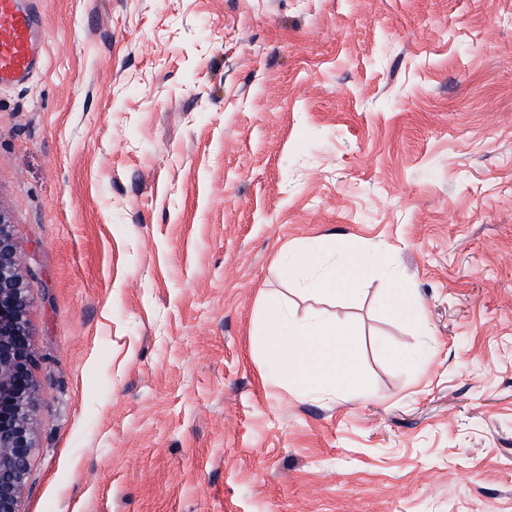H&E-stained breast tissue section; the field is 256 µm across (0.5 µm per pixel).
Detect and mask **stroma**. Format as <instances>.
I'll return each instance as SVG.
<instances>
[{
  "instance_id": "1",
  "label": "stroma",
  "mask_w": 512,
  "mask_h": 512,
  "mask_svg": "<svg viewBox=\"0 0 512 512\" xmlns=\"http://www.w3.org/2000/svg\"><path fill=\"white\" fill-rule=\"evenodd\" d=\"M34 9L41 63L0 89L20 512H512V0ZM342 242L385 260L321 305L362 385L263 382L265 303L312 304L279 255ZM6 214L0 210V512H19L35 448L36 361L29 297Z\"/></svg>"
}]
</instances>
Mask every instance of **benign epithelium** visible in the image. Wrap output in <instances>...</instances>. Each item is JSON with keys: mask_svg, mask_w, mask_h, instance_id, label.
<instances>
[{"mask_svg": "<svg viewBox=\"0 0 512 512\" xmlns=\"http://www.w3.org/2000/svg\"><path fill=\"white\" fill-rule=\"evenodd\" d=\"M29 297L6 214L0 210V512H19L35 448L36 361Z\"/></svg>", "mask_w": 512, "mask_h": 512, "instance_id": "obj_1", "label": "benign epithelium"}]
</instances>
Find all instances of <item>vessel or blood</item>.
Segmentation results:
<instances>
[{
    "mask_svg": "<svg viewBox=\"0 0 512 512\" xmlns=\"http://www.w3.org/2000/svg\"><path fill=\"white\" fill-rule=\"evenodd\" d=\"M39 61L32 9L22 0H0V85L24 83Z\"/></svg>",
    "mask_w": 512,
    "mask_h": 512,
    "instance_id": "1",
    "label": "vessel or blood"
}]
</instances>
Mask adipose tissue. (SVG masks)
<instances>
[{
	"mask_svg": "<svg viewBox=\"0 0 512 512\" xmlns=\"http://www.w3.org/2000/svg\"><path fill=\"white\" fill-rule=\"evenodd\" d=\"M285 261L303 274L301 292L305 296L333 298L359 291L352 261L325 268L320 254L310 247L287 255ZM265 331L282 344L274 358L280 379L292 380L307 392L333 391L359 382L358 332L351 323L314 309L299 319L277 303L266 311Z\"/></svg>",
	"mask_w": 512,
	"mask_h": 512,
	"instance_id": "1",
	"label": "adipose tissue"
}]
</instances>
